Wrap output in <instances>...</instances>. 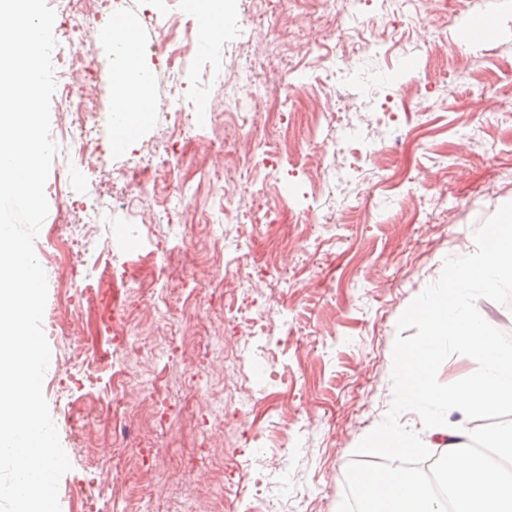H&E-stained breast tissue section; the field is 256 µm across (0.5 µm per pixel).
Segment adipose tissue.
I'll use <instances>...</instances> for the list:
<instances>
[{
    "instance_id": "adipose-tissue-1",
    "label": "adipose tissue",
    "mask_w": 512,
    "mask_h": 512,
    "mask_svg": "<svg viewBox=\"0 0 512 512\" xmlns=\"http://www.w3.org/2000/svg\"><path fill=\"white\" fill-rule=\"evenodd\" d=\"M198 17L197 40L211 48L224 29L223 7L208 0H184ZM114 103L112 148L126 150L131 139L152 119L150 92L155 71L142 58L136 23L117 15L109 27ZM443 441V493L434 495L418 477L397 469H365L358 476L366 512H512V475L497 471L490 456L512 460V425L498 429L428 428Z\"/></svg>"
}]
</instances>
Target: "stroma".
Instances as JSON below:
<instances>
[{
	"mask_svg": "<svg viewBox=\"0 0 512 512\" xmlns=\"http://www.w3.org/2000/svg\"><path fill=\"white\" fill-rule=\"evenodd\" d=\"M183 0H109L85 43L55 22L57 83L68 53L102 74L90 146L96 168L70 176L60 146L45 187L49 213L35 241L48 284L43 328L66 379L43 393L71 462L61 512H224L248 507L254 447L270 438L265 498L285 512H336L363 437L392 401L397 321L440 278L449 257L476 249L475 230L512 202V11L494 0H389L388 39L368 47L324 0H229L210 51L192 46L175 67L158 24ZM116 13L139 25L155 70V109L123 152L112 149L111 55ZM491 20V38L459 32ZM360 105L366 121L331 120ZM134 211L113 206L132 192ZM70 224L59 228V211ZM245 257L265 281L264 372L244 321L224 318L237 297L212 276ZM176 277L165 302L141 310L161 266ZM154 383L139 425L115 432L114 394ZM240 398L241 451H199L198 425L217 429L225 392ZM205 453L203 468L190 458Z\"/></svg>",
	"mask_w": 512,
	"mask_h": 512,
	"instance_id": "1",
	"label": "stroma"
}]
</instances>
